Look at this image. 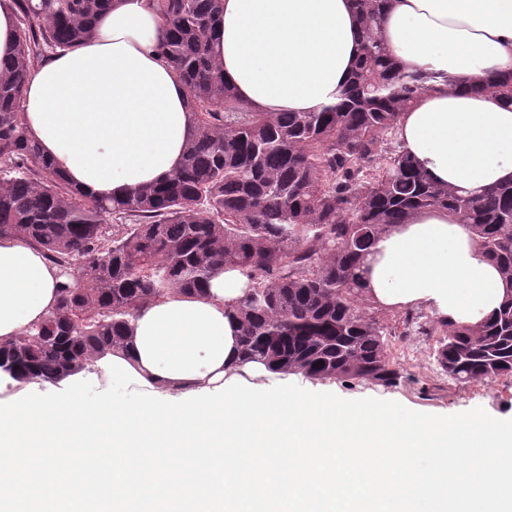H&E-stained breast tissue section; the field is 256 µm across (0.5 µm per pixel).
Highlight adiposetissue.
<instances>
[{
    "label": "adipose tissue",
    "instance_id": "obj_1",
    "mask_svg": "<svg viewBox=\"0 0 512 512\" xmlns=\"http://www.w3.org/2000/svg\"><path fill=\"white\" fill-rule=\"evenodd\" d=\"M151 0H113L94 38L54 55L30 75L25 122L72 184L97 197L126 194L172 173L189 137L186 89L157 50ZM379 35L433 89L401 112L402 148L435 183L480 190L512 181V102L486 91L512 72V0H391ZM351 0H224L213 51L244 105L312 112L335 104L360 54ZM467 78L452 89L448 79ZM59 273L35 246L0 240V342L39 322L57 301ZM246 279L218 271L202 294H174L132 320L126 349L100 359L109 382L130 387L94 406L84 379L64 396L0 404V503L75 470L73 448H108L102 487L118 502L151 483L156 499L194 485L209 505L240 512H464L493 486H512V419L482 414L450 423L391 404L353 407L333 394L265 393L266 367L242 361L230 308ZM376 305L424 307L478 322L501 307L506 285L457 217L412 215L378 239L362 266ZM153 449L150 458L138 456ZM222 453L224 465L211 459ZM483 473L472 479L470 460Z\"/></svg>",
    "mask_w": 512,
    "mask_h": 512
}]
</instances>
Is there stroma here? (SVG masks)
Instances as JSON below:
<instances>
[{
  "instance_id": "1",
  "label": "stroma",
  "mask_w": 512,
  "mask_h": 512,
  "mask_svg": "<svg viewBox=\"0 0 512 512\" xmlns=\"http://www.w3.org/2000/svg\"><path fill=\"white\" fill-rule=\"evenodd\" d=\"M378 316L386 328L388 353L403 373L397 386L270 374L261 380L263 390L273 394L285 388L295 393L331 392L357 406L380 407L395 402L438 419L451 420L472 413L493 418L512 416V376L469 384L449 380L433 355L436 336H424L405 326L402 312L382 309Z\"/></svg>"
}]
</instances>
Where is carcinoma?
<instances>
[{
  "mask_svg": "<svg viewBox=\"0 0 512 512\" xmlns=\"http://www.w3.org/2000/svg\"><path fill=\"white\" fill-rule=\"evenodd\" d=\"M111 2L0 0L16 18L13 55L0 60V238L40 248L61 277L54 308L0 345L1 373L51 383L78 374L125 347L142 308L200 293L222 267L249 281L232 309L242 360L394 386L402 373L360 268L383 234L421 210L459 217L512 284V183L437 185L395 138L399 114L432 76L407 69L380 40L389 0H352L362 55L338 102L313 112L239 101L210 46L223 0H152L158 51L187 89L182 161L120 199L75 187L29 133L24 95L35 67L95 36ZM486 88L512 98V75ZM439 324L436 360L449 379L512 376V297L478 324Z\"/></svg>",
  "mask_w": 512,
  "mask_h": 512,
  "instance_id": "obj_1",
  "label": "carcinoma"
}]
</instances>
